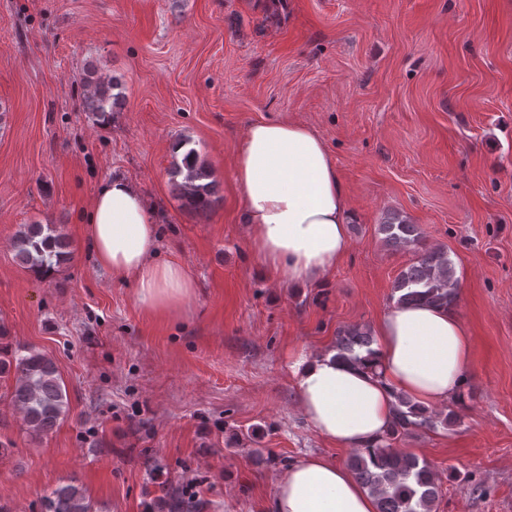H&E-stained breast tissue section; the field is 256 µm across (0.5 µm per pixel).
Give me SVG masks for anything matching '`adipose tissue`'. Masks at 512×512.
Instances as JSON below:
<instances>
[{"label": "adipose tissue", "instance_id": "ef3b65f1", "mask_svg": "<svg viewBox=\"0 0 512 512\" xmlns=\"http://www.w3.org/2000/svg\"><path fill=\"white\" fill-rule=\"evenodd\" d=\"M233 175L259 257L281 281L317 279L344 258L352 211L326 142L312 128L250 124ZM84 224L94 264L112 282L134 283L139 301L155 314L180 313L195 283L180 262L160 259L158 228L128 180L106 181ZM372 334L374 354L365 364L336 359L331 349L299 354L292 364L301 416L318 435L353 451L381 442L398 396L426 408L447 403L471 360L470 332L449 307L392 306L376 318ZM271 510L378 512L375 496L347 467L321 456L288 463Z\"/></svg>", "mask_w": 512, "mask_h": 512}]
</instances>
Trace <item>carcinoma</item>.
<instances>
[{"label":"carcinoma","instance_id":"obj_1","mask_svg":"<svg viewBox=\"0 0 512 512\" xmlns=\"http://www.w3.org/2000/svg\"><path fill=\"white\" fill-rule=\"evenodd\" d=\"M83 108L98 120H109L121 106V82L112 76L104 79L88 65L83 78ZM173 177L179 197L185 206L206 216L217 193L211 170L198 162L196 149L187 150L182 162L174 163ZM385 244L394 250H409L413 259L400 271L392 285L391 299L398 305L427 304L450 306L457 298L458 280L448 251L428 247L419 225L399 214H390L379 224ZM15 256L26 268L44 278L70 259L68 241L53 224H24L14 237ZM373 336L365 325H351L336 333V358H359L358 352L372 355ZM15 375L11 401L22 413L23 424L30 434L44 436L53 431L67 416V394L62 389L57 368L45 354L18 345H0V379ZM459 415L454 410L433 413L399 396L388 434L382 443L365 451H355L349 467L377 499L378 512H436L442 497L439 480L432 467L412 453L393 443L419 429H434L455 424ZM168 512H191L192 504L179 489H162ZM46 512H93V504L83 492L64 485L43 496Z\"/></svg>","mask_w":512,"mask_h":512}]
</instances>
